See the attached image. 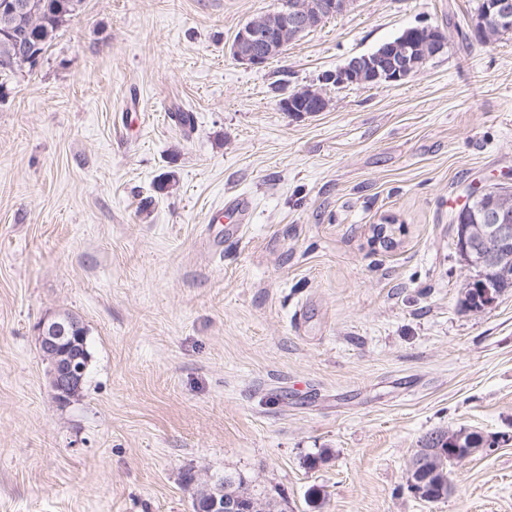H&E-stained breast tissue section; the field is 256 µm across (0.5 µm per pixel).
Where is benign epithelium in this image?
I'll list each match as a JSON object with an SVG mask.
<instances>
[{"label":"benign epithelium","mask_w":512,"mask_h":512,"mask_svg":"<svg viewBox=\"0 0 512 512\" xmlns=\"http://www.w3.org/2000/svg\"><path fill=\"white\" fill-rule=\"evenodd\" d=\"M351 0H282L281 8L252 19L238 30L232 43V55L238 62L261 67L282 54L287 40H296L318 28L330 17L348 10ZM512 30V0H483L481 12L471 25V36L482 42L496 33ZM448 48V34L431 29L425 57L415 58L404 41L385 42L374 51L349 57L345 63L322 75L321 83L336 87L374 86L396 83L420 74L427 62ZM282 111L292 115L324 112L329 99L322 88L297 90L279 101ZM512 246V203L500 200L482 208L470 226L468 240L463 242L465 262L473 269L499 267L508 247ZM77 322L63 314L39 325L40 349L50 364L49 382L55 398L67 402L80 391L89 360L81 363L66 353L67 343L74 339ZM204 482L209 512H248L247 504L236 495H224L221 487Z\"/></svg>","instance_id":"obj_1"}]
</instances>
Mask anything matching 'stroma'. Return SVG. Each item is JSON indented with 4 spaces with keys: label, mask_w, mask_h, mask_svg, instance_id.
<instances>
[{
    "label": "stroma",
    "mask_w": 512,
    "mask_h": 512,
    "mask_svg": "<svg viewBox=\"0 0 512 512\" xmlns=\"http://www.w3.org/2000/svg\"><path fill=\"white\" fill-rule=\"evenodd\" d=\"M280 3L82 0L0 102V512H192L188 469L288 512H512V288L467 307L453 223L512 183V33L462 41L482 0H353L237 62ZM426 24L420 75L280 110ZM234 195L249 224L210 225ZM63 312L91 353L64 404L38 339ZM448 429L507 441L427 502L407 469ZM283 112L292 115L314 114L324 112L329 106V99L325 96L322 88H305L289 94L279 101Z\"/></svg>",
    "instance_id": "obj_1"
}]
</instances>
